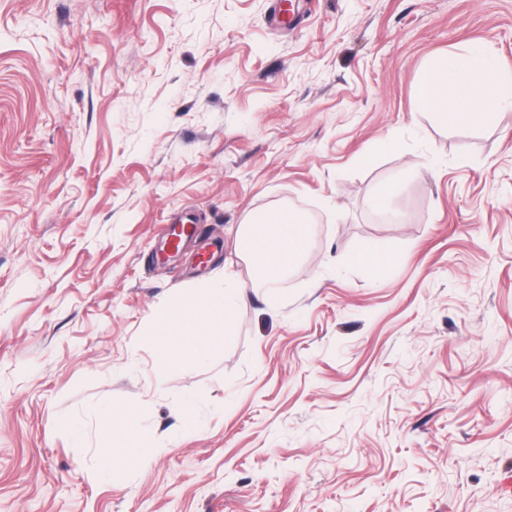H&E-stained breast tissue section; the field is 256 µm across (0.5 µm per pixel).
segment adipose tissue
Wrapping results in <instances>:
<instances>
[{"instance_id":"1","label":"adipose tissue","mask_w":512,"mask_h":512,"mask_svg":"<svg viewBox=\"0 0 512 512\" xmlns=\"http://www.w3.org/2000/svg\"><path fill=\"white\" fill-rule=\"evenodd\" d=\"M413 104L415 111L430 115L441 126L459 122L493 124L501 110L512 109V66L487 47L461 46L427 65L414 87ZM306 235V222L287 208L244 224L238 245L254 265L253 287H276L301 253ZM240 293V285L228 277L223 289L208 290L195 303L179 302L158 312L155 336L159 343L176 349L174 357L159 361V369L195 364L215 343L233 336L227 315ZM145 438L137 417L125 411L121 444L99 457L102 473L127 468L125 449L139 447Z\"/></svg>"}]
</instances>
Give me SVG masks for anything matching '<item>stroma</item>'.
<instances>
[{"label":"stroma","mask_w":512,"mask_h":512,"mask_svg":"<svg viewBox=\"0 0 512 512\" xmlns=\"http://www.w3.org/2000/svg\"><path fill=\"white\" fill-rule=\"evenodd\" d=\"M295 12L0 0V512H512V109L412 96L464 42L512 63V0ZM283 206L305 249L253 290L237 229ZM228 275L233 338L158 371L156 312ZM123 408L152 451L104 478Z\"/></svg>","instance_id":"obj_1"}]
</instances>
